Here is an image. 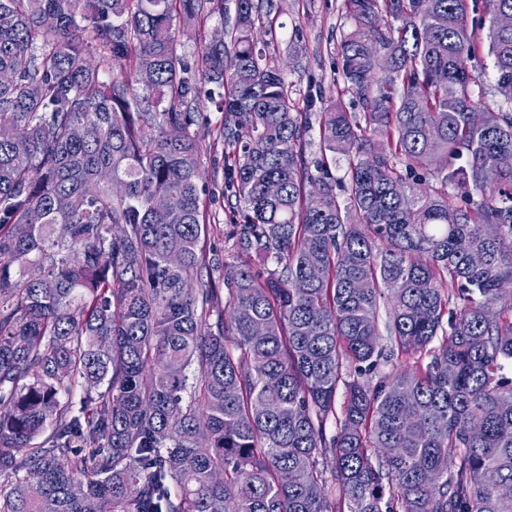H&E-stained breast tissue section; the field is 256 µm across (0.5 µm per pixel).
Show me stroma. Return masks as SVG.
<instances>
[{"instance_id": "stroma-1", "label": "stroma", "mask_w": 512, "mask_h": 512, "mask_svg": "<svg viewBox=\"0 0 512 512\" xmlns=\"http://www.w3.org/2000/svg\"><path fill=\"white\" fill-rule=\"evenodd\" d=\"M278 9L271 21L257 26L259 42L268 46L270 55L284 72L288 90L299 111H306L308 100L330 101L341 97L345 102L355 99L347 92L337 74L340 46L344 34L353 23L342 9L343 0H274ZM469 23L478 41V51L472 61L477 78L471 96L479 111L496 112L507 103L498 93L493 77L492 60L488 54L490 29V0H466ZM296 43L298 55L288 53L289 43ZM224 119L214 105H207L195 127L202 147L204 197L208 200V235L205 247L210 251L227 253L233 227L242 216L231 213L224 201V143L216 130Z\"/></svg>"}]
</instances>
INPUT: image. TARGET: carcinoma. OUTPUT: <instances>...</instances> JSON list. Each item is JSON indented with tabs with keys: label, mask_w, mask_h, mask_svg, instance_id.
Listing matches in <instances>:
<instances>
[{
	"label": "carcinoma",
	"mask_w": 512,
	"mask_h": 512,
	"mask_svg": "<svg viewBox=\"0 0 512 512\" xmlns=\"http://www.w3.org/2000/svg\"><path fill=\"white\" fill-rule=\"evenodd\" d=\"M234 4L191 62L174 20L224 0H0V512H512V110L471 120L465 0H343L361 111L318 115L343 199ZM208 83L228 263L202 243Z\"/></svg>",
	"instance_id": "carcinoma-1"
}]
</instances>
